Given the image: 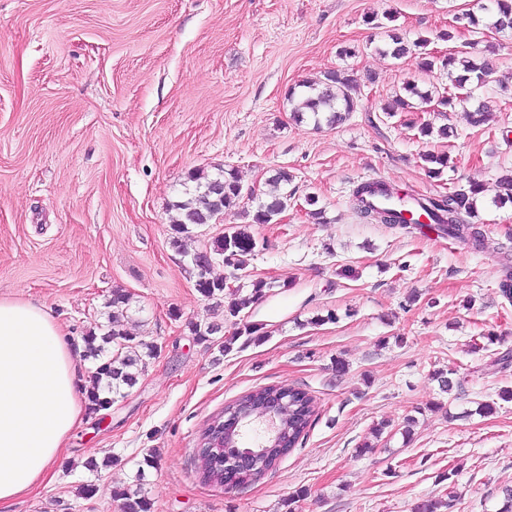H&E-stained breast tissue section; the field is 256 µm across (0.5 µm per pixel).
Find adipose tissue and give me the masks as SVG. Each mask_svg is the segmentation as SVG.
Listing matches in <instances>:
<instances>
[{"mask_svg": "<svg viewBox=\"0 0 512 512\" xmlns=\"http://www.w3.org/2000/svg\"><path fill=\"white\" fill-rule=\"evenodd\" d=\"M85 380L43 309L0 298V505L51 478L80 424Z\"/></svg>", "mask_w": 512, "mask_h": 512, "instance_id": "adipose-tissue-1", "label": "adipose tissue"}]
</instances>
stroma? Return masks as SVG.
I'll use <instances>...</instances> for the list:
<instances>
[{
	"label": "stroma",
	"instance_id": "35a3bbf8",
	"mask_svg": "<svg viewBox=\"0 0 512 512\" xmlns=\"http://www.w3.org/2000/svg\"><path fill=\"white\" fill-rule=\"evenodd\" d=\"M468 2L0 0V297L42 305L87 375L83 337L106 323L113 290L130 297L129 332L161 347L102 424L83 418L53 480L10 512H121L114 492L140 472L151 512H416L447 498L449 512H500L512 488V402L499 397L512 389V300L498 288L512 206L493 199L512 170V33L439 40ZM388 13L407 40L443 53L494 47L487 124L461 109L380 112L405 81L449 84L421 71L417 52L379 54L387 36L375 21ZM336 69L358 79L356 112L336 127L294 121L289 90ZM423 117L454 137H420ZM427 151L449 153L440 177L426 176ZM220 168L244 197L222 223L193 228L187 248L245 225L265 245L248 278L268 284L245 316L265 339L227 353L232 317L197 291L171 244L191 176ZM280 169L293 177L288 208L253 223ZM372 178L429 196L482 184L476 216L463 218L481 227L482 249L364 221L351 193ZM196 322L220 331L198 342ZM448 369L457 386L445 392L434 374ZM268 385L313 396L302 444L244 486L203 482L196 449L210 418ZM367 441L374 451L358 455ZM85 484L91 497L79 495Z\"/></svg>",
	"mask_w": 512,
	"mask_h": 512
}]
</instances>
